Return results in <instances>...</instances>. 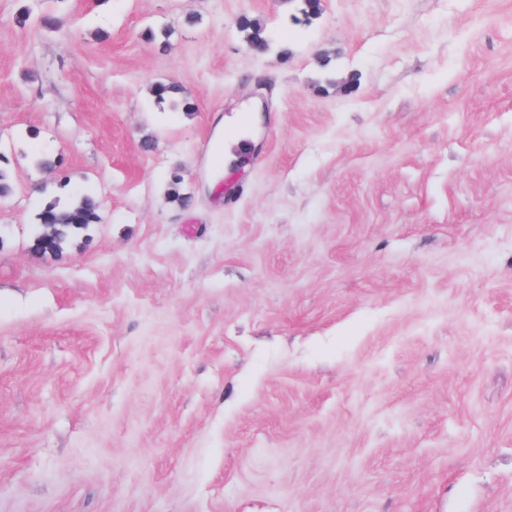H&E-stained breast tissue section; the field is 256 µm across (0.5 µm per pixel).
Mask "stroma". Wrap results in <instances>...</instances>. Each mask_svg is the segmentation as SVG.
I'll use <instances>...</instances> for the list:
<instances>
[{"label": "stroma", "instance_id": "35a3bbf8", "mask_svg": "<svg viewBox=\"0 0 512 512\" xmlns=\"http://www.w3.org/2000/svg\"><path fill=\"white\" fill-rule=\"evenodd\" d=\"M300 8L0 0V512H512V0ZM239 25L240 32L243 33L244 41L250 50L262 54L269 49L271 40L263 23L244 16ZM100 201L94 194H83L78 198L61 204L58 200L46 202L37 213V222L32 240L39 235L43 224H52L54 238L49 251L54 255L62 253L65 247L85 232L91 224L101 221Z\"/></svg>", "mask_w": 512, "mask_h": 512}]
</instances>
